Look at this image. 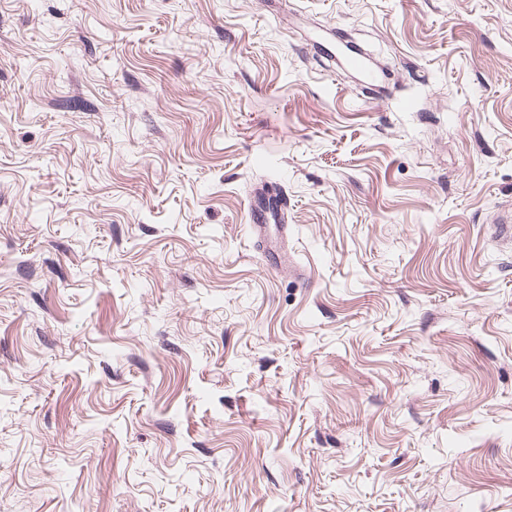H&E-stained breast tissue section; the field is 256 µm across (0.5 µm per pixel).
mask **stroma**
<instances>
[{
	"mask_svg": "<svg viewBox=\"0 0 512 512\" xmlns=\"http://www.w3.org/2000/svg\"><path fill=\"white\" fill-rule=\"evenodd\" d=\"M508 210L512 0H0V512H512ZM260 195L263 196L257 197L254 201L250 202L252 220V224H250L251 232L254 236L255 244L264 251L267 263L277 267L282 263L286 252L281 250L280 246L277 244V240L269 236V223L272 220L280 234L285 233L288 224H282V222H284V210L283 204L280 203L278 199V195L274 194L273 191L270 192L264 189L261 190ZM264 198L267 202H261ZM271 198L277 199V203H273ZM277 223H279V226H277Z\"/></svg>",
	"mask_w": 512,
	"mask_h": 512,
	"instance_id": "35a3bbf8",
	"label": "stroma"
}]
</instances>
